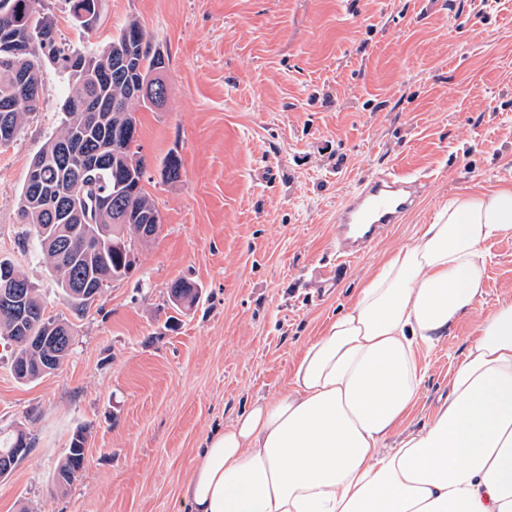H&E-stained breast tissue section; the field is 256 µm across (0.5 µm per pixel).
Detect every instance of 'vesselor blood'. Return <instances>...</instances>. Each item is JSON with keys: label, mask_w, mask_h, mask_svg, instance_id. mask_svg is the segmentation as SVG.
Returning <instances> with one entry per match:
<instances>
[{"label": "vessel or blood", "mask_w": 512, "mask_h": 512, "mask_svg": "<svg viewBox=\"0 0 512 512\" xmlns=\"http://www.w3.org/2000/svg\"><path fill=\"white\" fill-rule=\"evenodd\" d=\"M419 187L409 172L392 168L361 183L336 212V259L318 276L337 282L346 268L418 204Z\"/></svg>", "instance_id": "1"}]
</instances>
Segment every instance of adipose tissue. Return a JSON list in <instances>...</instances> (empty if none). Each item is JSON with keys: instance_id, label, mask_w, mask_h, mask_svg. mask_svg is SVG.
Instances as JSON below:
<instances>
[{"instance_id": "ef3b65f1", "label": "adipose tissue", "mask_w": 512, "mask_h": 512, "mask_svg": "<svg viewBox=\"0 0 512 512\" xmlns=\"http://www.w3.org/2000/svg\"><path fill=\"white\" fill-rule=\"evenodd\" d=\"M499 238L512 186L449 199L303 348L286 394L206 436L180 489L189 512H512V302L482 321L431 421L396 432L420 347L474 309Z\"/></svg>"}]
</instances>
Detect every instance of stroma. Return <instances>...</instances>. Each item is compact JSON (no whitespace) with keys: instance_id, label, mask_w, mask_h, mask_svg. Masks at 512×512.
<instances>
[{"instance_id":"1","label":"stroma","mask_w":512,"mask_h":512,"mask_svg":"<svg viewBox=\"0 0 512 512\" xmlns=\"http://www.w3.org/2000/svg\"><path fill=\"white\" fill-rule=\"evenodd\" d=\"M42 5L74 47L103 48L135 18L168 54V104L138 107L133 145L162 227L82 315L22 243L19 195L68 89L39 56L41 108L0 147V257L72 322L75 342L32 383L0 349V432L33 440L0 478V512H189L179 489L205 436L285 393L301 348L450 197L512 186V0H99L87 29L67 0ZM172 151L175 183L161 175ZM392 166L426 179L419 203L321 286L338 204ZM485 250L480 302L419 351L427 373L403 430L432 417L483 318L512 301V239ZM178 278L200 288L193 308L173 307ZM80 426L87 462L60 491L55 469Z\"/></svg>"}]
</instances>
